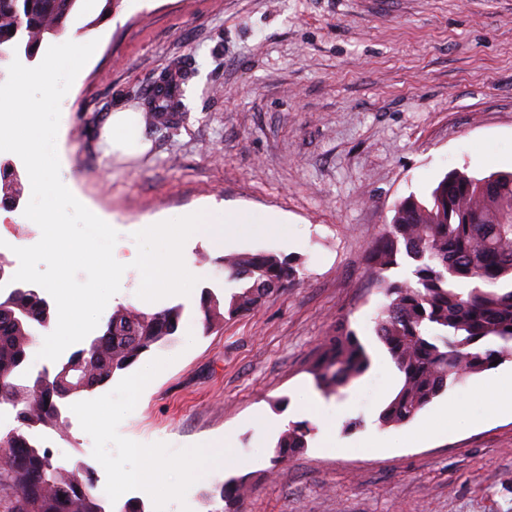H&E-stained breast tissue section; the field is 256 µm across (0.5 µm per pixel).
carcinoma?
<instances>
[{
	"label": "carcinoma",
	"instance_id": "obj_1",
	"mask_svg": "<svg viewBox=\"0 0 512 512\" xmlns=\"http://www.w3.org/2000/svg\"><path fill=\"white\" fill-rule=\"evenodd\" d=\"M82 0H0V60L11 54L31 59L47 35L67 31ZM168 76L154 95L150 121L180 106ZM9 163L0 164V203L18 205L19 179ZM408 273L392 278L393 269ZM369 267L382 294L374 333L400 374L397 392L382 408V426L405 424L465 377L512 359V172L476 179L449 172L428 198L403 199L391 223L383 225ZM234 284L226 314L248 313L295 279L287 259L260 252L224 259ZM200 311L211 328L221 317L218 299L202 293ZM182 315L175 306L154 313L121 307L112 312L93 347H81L55 372L30 369L29 348L52 319L50 302L37 288L14 281L0 293V405L15 412L18 426L0 439L11 464L0 470V512H142L132 502L119 510L105 507L95 494V479L80 461L68 470L47 448L34 445L27 430L63 429L61 407L128 368L144 352L173 335ZM310 369L324 395L343 390L371 367L367 347L347 325L321 342ZM78 371L82 387L65 386L62 374ZM313 425L288 427L275 449L277 462L307 448ZM221 512H239L245 484L229 479L219 487Z\"/></svg>",
	"mask_w": 512,
	"mask_h": 512
}]
</instances>
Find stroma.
<instances>
[{
  "instance_id": "1",
  "label": "stroma",
  "mask_w": 512,
  "mask_h": 512,
  "mask_svg": "<svg viewBox=\"0 0 512 512\" xmlns=\"http://www.w3.org/2000/svg\"><path fill=\"white\" fill-rule=\"evenodd\" d=\"M90 28H83V21ZM98 46L61 102L60 177L119 234L126 264L118 306H135L139 224L219 206L249 213L255 236L234 225L223 248L205 238L184 250L203 274L197 291L229 297L224 259L271 252L292 259L295 281L248 314L205 329L198 301L176 332L76 411L110 402L103 434L45 429L64 466L93 465L96 494L144 512H219V483L245 481L244 512H512V415L480 395L487 375L454 385L401 426L378 415L399 384L373 335L382 302L366 257L403 198L426 196L449 171L482 178L512 170V0H120L105 20H74ZM178 72L181 108L143 124L148 150L107 152L117 112L146 113L156 81ZM21 206L0 209V239L36 244ZM282 223L265 225L266 214ZM12 250L5 258L16 262ZM366 344L370 370L344 398L319 396L309 372L339 320ZM160 372L133 395L131 378ZM363 425L347 432V419ZM309 421L304 453L274 462L288 425ZM427 425L426 438L410 433ZM177 495L142 494L120 473L145 466ZM185 459L178 478L169 460Z\"/></svg>"
}]
</instances>
